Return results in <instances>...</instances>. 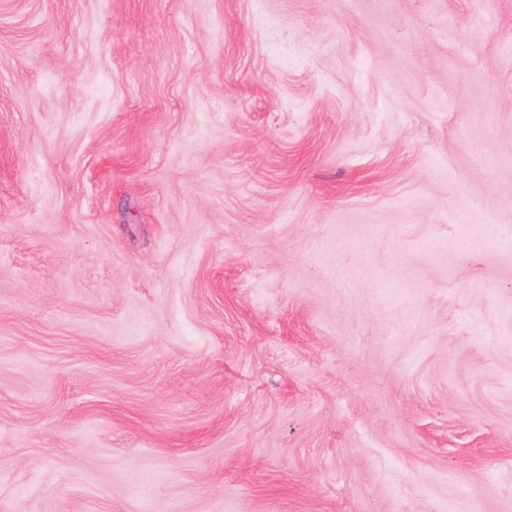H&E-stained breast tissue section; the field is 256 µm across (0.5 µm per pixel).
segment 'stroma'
Listing matches in <instances>:
<instances>
[{"instance_id":"1","label":"stroma","mask_w":512,"mask_h":512,"mask_svg":"<svg viewBox=\"0 0 512 512\" xmlns=\"http://www.w3.org/2000/svg\"><path fill=\"white\" fill-rule=\"evenodd\" d=\"M0 512H512V0H0Z\"/></svg>"}]
</instances>
